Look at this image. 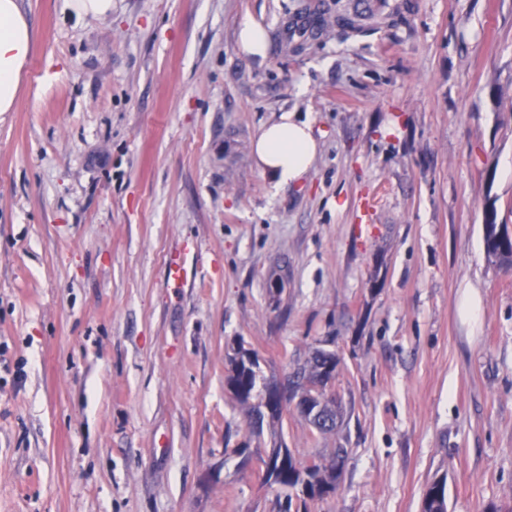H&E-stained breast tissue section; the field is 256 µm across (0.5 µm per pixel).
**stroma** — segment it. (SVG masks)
<instances>
[{
	"instance_id": "35a3bbf8",
	"label": "stroma",
	"mask_w": 512,
	"mask_h": 512,
	"mask_svg": "<svg viewBox=\"0 0 512 512\" xmlns=\"http://www.w3.org/2000/svg\"><path fill=\"white\" fill-rule=\"evenodd\" d=\"M281 51L302 0H20L34 46L0 113V512H278L224 454L236 344L268 374L323 339L347 450L309 512H512V0H380ZM268 50L241 52L242 22ZM319 154L274 187L284 112ZM182 280L169 279L174 257ZM70 10L76 15L105 17L112 13V0H68ZM319 144L311 125L296 113L284 112L260 130L254 142V159L275 187L301 182L310 172Z\"/></svg>"
}]
</instances>
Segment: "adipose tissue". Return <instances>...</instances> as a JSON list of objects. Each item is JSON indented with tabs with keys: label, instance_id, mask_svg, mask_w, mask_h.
<instances>
[{
	"label": "adipose tissue",
	"instance_id": "obj_1",
	"mask_svg": "<svg viewBox=\"0 0 512 512\" xmlns=\"http://www.w3.org/2000/svg\"><path fill=\"white\" fill-rule=\"evenodd\" d=\"M32 46V29L19 0H0V112L16 107ZM318 150L310 124L285 112L262 127L254 159L263 175L281 187L305 179Z\"/></svg>",
	"mask_w": 512,
	"mask_h": 512
}]
</instances>
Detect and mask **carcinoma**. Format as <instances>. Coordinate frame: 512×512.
I'll use <instances>...</instances> for the list:
<instances>
[{"label":"carcinoma","mask_w":512,"mask_h":512,"mask_svg":"<svg viewBox=\"0 0 512 512\" xmlns=\"http://www.w3.org/2000/svg\"><path fill=\"white\" fill-rule=\"evenodd\" d=\"M307 19V25L295 30L299 42L289 46V49H302L308 40L315 38L333 24L347 32L360 33L368 22L375 19V15L370 8L364 11L355 9L351 13L338 14L333 20L325 11L315 9L307 14ZM332 356V352L317 349L304 364L298 366L293 373L294 383L298 389L301 390L306 384L318 379L321 366ZM229 361L231 369L227 375V387L232 399L244 412L249 433L258 437L264 434V428L267 427L272 439L279 443L278 448L274 449L275 460L264 477V483L276 488L280 512H308L307 501L333 494L338 489L341 471L334 461L342 458L346 449H336L334 456L325 462L298 461L285 440L282 409L270 407L266 401L269 383L259 368L255 353L240 345ZM333 400L335 397L329 391H324L322 413L328 422L317 425L310 420L307 421L311 436L325 437L338 430L336 411L330 408ZM428 491L433 494L435 500L432 505L423 507V512H447L445 480L438 479L432 482Z\"/></svg>","instance_id":"obj_1"}]
</instances>
